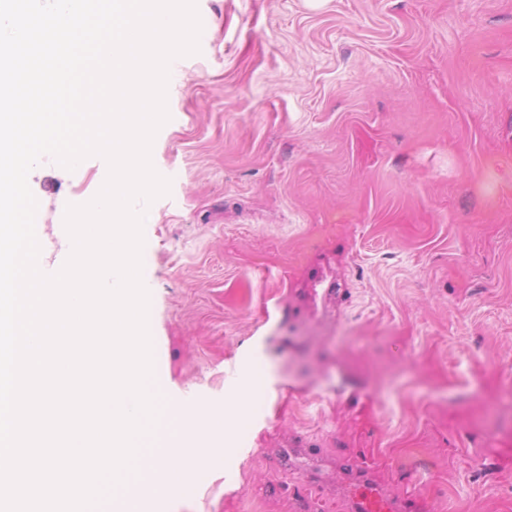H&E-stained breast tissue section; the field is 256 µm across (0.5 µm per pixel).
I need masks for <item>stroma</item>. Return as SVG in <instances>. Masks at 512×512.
<instances>
[{
  "label": "stroma",
  "mask_w": 512,
  "mask_h": 512,
  "mask_svg": "<svg viewBox=\"0 0 512 512\" xmlns=\"http://www.w3.org/2000/svg\"><path fill=\"white\" fill-rule=\"evenodd\" d=\"M143 258L166 392L236 455L151 512H512V0H197ZM97 156L29 175L44 273ZM334 298L313 296L317 284ZM356 511L359 512H411L410 499L393 500L377 487H358L355 494ZM404 510V511H403Z\"/></svg>",
  "instance_id": "stroma-1"
}]
</instances>
